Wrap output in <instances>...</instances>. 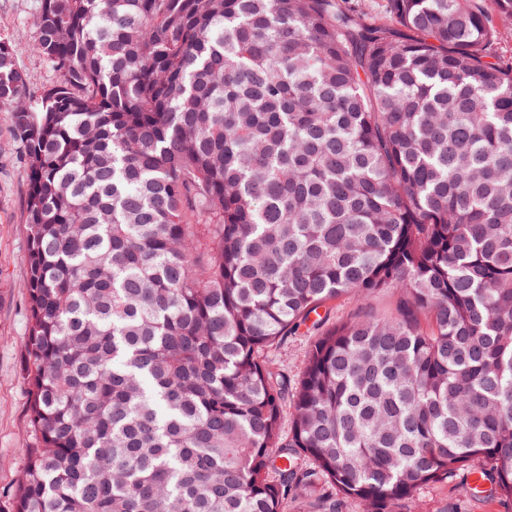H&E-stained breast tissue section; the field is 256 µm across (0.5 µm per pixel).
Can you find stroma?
I'll return each instance as SVG.
<instances>
[{"label":"stroma","instance_id":"1","mask_svg":"<svg viewBox=\"0 0 512 512\" xmlns=\"http://www.w3.org/2000/svg\"><path fill=\"white\" fill-rule=\"evenodd\" d=\"M38 0H0V34L23 41L34 34ZM26 171L11 144L5 113L0 112V506L11 495L32 445L26 418V229L22 198ZM466 471L447 483L423 488L416 496L418 512H512V501L493 495L461 492Z\"/></svg>","mask_w":512,"mask_h":512}]
</instances>
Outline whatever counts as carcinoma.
<instances>
[{
  "label": "carcinoma",
  "instance_id": "obj_1",
  "mask_svg": "<svg viewBox=\"0 0 512 512\" xmlns=\"http://www.w3.org/2000/svg\"><path fill=\"white\" fill-rule=\"evenodd\" d=\"M510 26L512 0H40L33 41L0 35L35 436L10 512H405L465 467L512 499ZM27 50L58 75L34 100ZM384 288L396 316L323 328ZM305 330L303 328L301 333L289 337L288 344L280 350L277 356L281 367L288 369V373L291 375H299L305 365L312 341V336L309 335L310 333L306 335Z\"/></svg>",
  "mask_w": 512,
  "mask_h": 512
}]
</instances>
